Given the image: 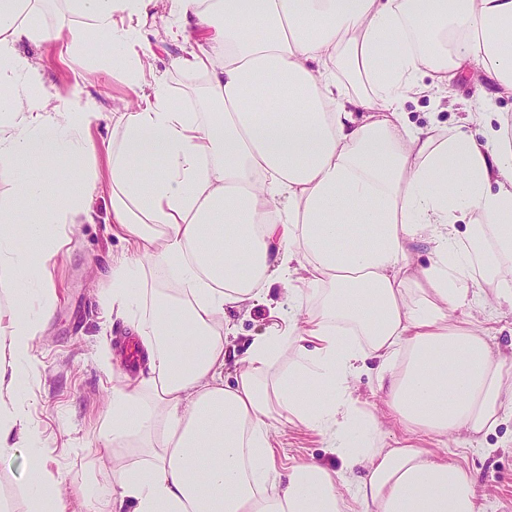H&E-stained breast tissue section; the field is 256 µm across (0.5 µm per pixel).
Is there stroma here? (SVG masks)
I'll use <instances>...</instances> for the list:
<instances>
[{
    "label": "stroma",
    "instance_id": "obj_1",
    "mask_svg": "<svg viewBox=\"0 0 512 512\" xmlns=\"http://www.w3.org/2000/svg\"><path fill=\"white\" fill-rule=\"evenodd\" d=\"M145 28L149 33L146 50L155 70L164 75L175 95L197 102L201 76L182 71L175 64L176 59L191 51V44L171 41L160 20L147 19ZM21 50L40 61L44 86L55 103L71 99L78 77L83 80L84 97L93 100L96 111L103 114L125 106L131 97L120 69L100 67L105 47L96 40H88L75 57L65 59L29 42ZM492 92L491 86L483 84L479 70L472 68L448 94L416 97L406 101L402 110L414 124L435 122L451 127L472 100ZM90 131L97 152L83 160L79 169L98 173L99 179L92 192L88 220L68 228L69 242L53 270L58 302L36 343L41 371L28 383L30 419L41 432L45 467L62 485L67 512H81L75 490L84 479L92 476L103 485L111 480L116 448H92L112 385L111 375L97 359L96 348L103 333H111L116 346L128 335L126 328L106 313L101 301L111 286L113 257L130 248L129 242L112 232L111 190L104 179L112 126L100 120L92 123ZM281 300L282 289L274 284L266 302L234 312L238 335L231 345L236 353H244L249 341L263 334L271 307ZM276 427L279 464L302 460L332 463L322 437L282 420L277 421ZM446 450L449 459L475 473L479 502L486 512H512L511 417L482 438H448ZM26 456L21 449L14 456L0 459V497L11 500L13 512L25 510L21 493L27 475Z\"/></svg>",
    "mask_w": 512,
    "mask_h": 512
}]
</instances>
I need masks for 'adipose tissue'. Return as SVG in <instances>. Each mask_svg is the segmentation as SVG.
Wrapping results in <instances>:
<instances>
[{"instance_id": "ef3b65f1", "label": "adipose tissue", "mask_w": 512, "mask_h": 512, "mask_svg": "<svg viewBox=\"0 0 512 512\" xmlns=\"http://www.w3.org/2000/svg\"><path fill=\"white\" fill-rule=\"evenodd\" d=\"M65 2L84 24L64 37L40 21L46 0H0V175L15 178L0 197V458L26 449L27 512L62 509L25 385L57 301L50 267L88 216L94 183L71 171L95 146L91 101L52 104L20 47L68 55L91 35L135 100L107 149L113 232L134 250L113 259L104 302L145 367L110 391L96 445L132 453L110 489L80 490L85 512H482L438 446L512 410V364L457 316L512 307V140L486 102L447 129L408 124L401 105L473 66L512 96V0ZM162 3L173 37L206 32L177 62L206 77L195 112L134 52ZM275 282L286 303L226 381L230 313ZM370 357L401 436L355 393ZM277 414L341 469L278 471Z\"/></svg>"}]
</instances>
